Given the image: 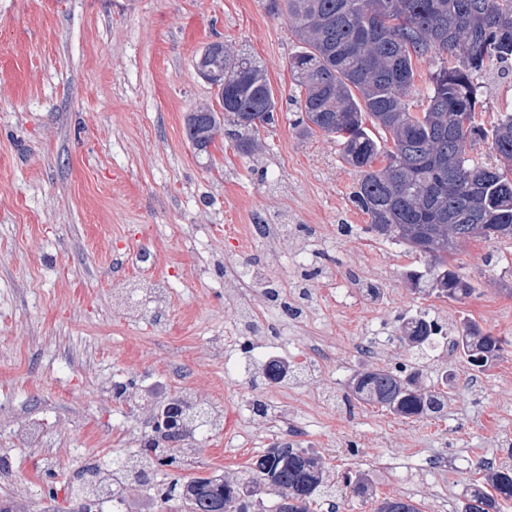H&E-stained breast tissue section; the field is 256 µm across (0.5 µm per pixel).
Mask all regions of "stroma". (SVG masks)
Listing matches in <instances>:
<instances>
[{
    "label": "stroma",
    "mask_w": 512,
    "mask_h": 512,
    "mask_svg": "<svg viewBox=\"0 0 512 512\" xmlns=\"http://www.w3.org/2000/svg\"><path fill=\"white\" fill-rule=\"evenodd\" d=\"M216 40L257 58L277 99L251 156L221 134L201 155L186 135V113L217 102L194 67ZM296 49L265 0H0V427L52 435L0 438L14 512H75L67 479L138 447L161 395L206 410L188 455L228 480L285 438L329 483L363 473L378 498L457 512L487 469L512 466V248L461 246L464 301L414 294L401 273L421 258L367 232L340 145L294 126ZM480 83L490 123L512 107V72ZM251 224L282 230L252 245ZM257 269L281 302L253 286ZM150 281L167 296L130 315L126 295ZM420 313L442 328L422 351L398 330ZM469 321L509 341L481 372L448 348ZM282 358L297 374L266 382ZM401 366L447 385V414L353 399L357 371ZM258 401L266 413L245 412Z\"/></svg>",
    "instance_id": "35a3bbf8"
}]
</instances>
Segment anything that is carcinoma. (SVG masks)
<instances>
[{
    "instance_id": "obj_1",
    "label": "carcinoma",
    "mask_w": 512,
    "mask_h": 512,
    "mask_svg": "<svg viewBox=\"0 0 512 512\" xmlns=\"http://www.w3.org/2000/svg\"><path fill=\"white\" fill-rule=\"evenodd\" d=\"M273 14H285L298 50L289 60L299 87L303 132L336 138L343 159L359 173L351 203L368 216L375 237L404 244L425 262L404 271L419 295L461 302L472 283L451 263L471 241L512 243V111L491 129L476 120L481 85L490 66L512 67V0H266ZM446 57L430 77L427 105L410 111L406 98L415 86V62ZM224 74L218 108L188 113L187 136L208 152L219 131L238 150H256L260 128L272 123L276 98L265 69L245 53L227 51L210 58ZM491 141L496 164L469 156L468 145ZM385 165L375 167L379 156ZM474 226L461 240H448L459 226ZM401 333L411 347L424 349L441 333L425 316L402 319ZM456 347L484 370L504 351L503 341L474 322L466 323ZM353 398L372 402L404 418L439 417L448 409V392L428 389L417 370L366 368L351 383ZM168 448L145 446L131 460L114 459L82 470L72 493L78 505L104 492L121 494L99 476L118 469L149 473L178 463L180 433H168ZM249 478L214 476L164 481L156 498L176 501L185 512H258L260 484L281 491L274 512H313L328 496L321 459L289 445L274 444L249 466ZM354 495L370 498L362 475L345 481ZM512 501V468L491 472L488 489L466 493L463 512H500ZM376 512H420L412 501L386 498Z\"/></svg>"
}]
</instances>
